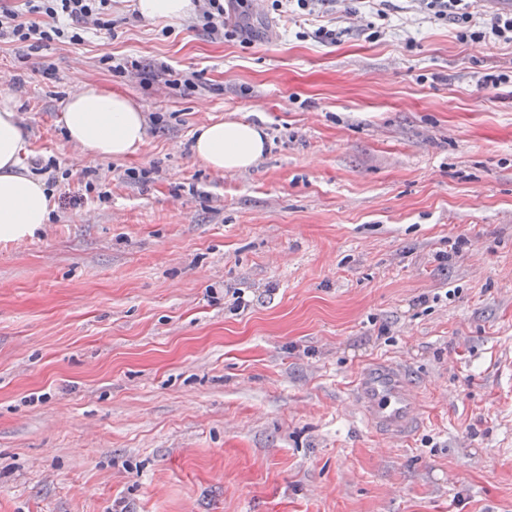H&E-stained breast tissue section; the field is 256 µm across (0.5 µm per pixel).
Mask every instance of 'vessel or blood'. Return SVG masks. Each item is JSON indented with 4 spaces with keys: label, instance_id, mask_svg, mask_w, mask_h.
I'll return each mask as SVG.
<instances>
[{
    "label": "vessel or blood",
    "instance_id": "vessel-or-blood-1",
    "mask_svg": "<svg viewBox=\"0 0 512 512\" xmlns=\"http://www.w3.org/2000/svg\"><path fill=\"white\" fill-rule=\"evenodd\" d=\"M352 399L366 424L386 439L407 440L421 421L420 389L399 364L387 362L363 370Z\"/></svg>",
    "mask_w": 512,
    "mask_h": 512
}]
</instances>
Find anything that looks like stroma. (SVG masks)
Masks as SVG:
<instances>
[{
	"label": "stroma",
	"mask_w": 512,
	"mask_h": 512,
	"mask_svg": "<svg viewBox=\"0 0 512 512\" xmlns=\"http://www.w3.org/2000/svg\"><path fill=\"white\" fill-rule=\"evenodd\" d=\"M35 52L0 41V96L53 161L49 223L0 241V512H512V47L412 12L322 45L269 4L251 45L192 20ZM202 74L191 93L103 55ZM134 99L123 160L69 144L75 79ZM264 126L252 170L193 130ZM425 393L403 442L351 408L368 365ZM269 139L264 129L243 120H216L200 125L192 151L195 159L214 172L249 170L267 153Z\"/></svg>",
	"instance_id": "1"
}]
</instances>
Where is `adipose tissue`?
<instances>
[{"label": "adipose tissue", "mask_w": 512, "mask_h": 512, "mask_svg": "<svg viewBox=\"0 0 512 512\" xmlns=\"http://www.w3.org/2000/svg\"><path fill=\"white\" fill-rule=\"evenodd\" d=\"M62 121L68 141L93 156L123 159L136 154L145 141L146 117L140 105L89 81H78L67 94ZM268 147V135L257 124L216 120L197 128L192 151L212 171L237 173L256 165ZM28 149L14 106L0 103V240L26 236L48 223L54 208L44 181L21 164Z\"/></svg>", "instance_id": "adipose-tissue-1"}]
</instances>
